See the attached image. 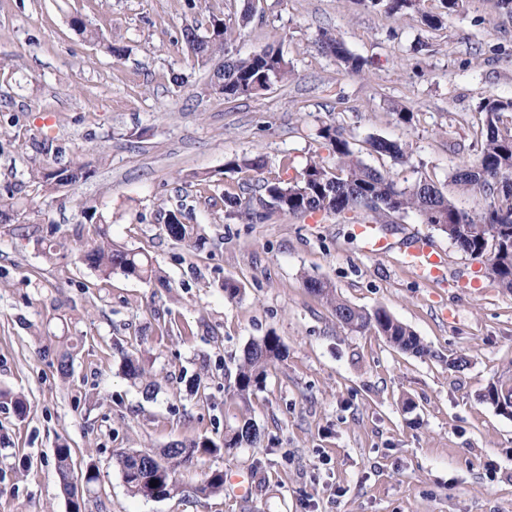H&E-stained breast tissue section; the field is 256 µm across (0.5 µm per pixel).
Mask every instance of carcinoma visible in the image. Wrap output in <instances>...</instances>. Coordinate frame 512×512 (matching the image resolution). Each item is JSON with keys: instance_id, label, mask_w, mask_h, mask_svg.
I'll return each mask as SVG.
<instances>
[{"instance_id": "carcinoma-1", "label": "carcinoma", "mask_w": 512, "mask_h": 512, "mask_svg": "<svg viewBox=\"0 0 512 512\" xmlns=\"http://www.w3.org/2000/svg\"><path fill=\"white\" fill-rule=\"evenodd\" d=\"M371 5H384L389 15L416 8L421 0H367ZM441 12L422 14L425 25L437 30L445 18L457 12L463 0H440ZM228 27L224 20L213 17L204 36L195 29L186 28L183 40L196 61L204 64L216 54L224 55V71L214 73L211 86L225 97L254 95L268 89L291 74L288 61L277 51L264 50L246 57L233 54L227 42ZM323 51L335 56L356 73L363 71L364 62L353 55L344 42L327 36L321 42ZM484 124L477 139L478 156L475 161L456 167L450 180L462 192L484 195L486 205L478 211H467L447 196L432 180L421 178L403 188L381 171L363 163L339 128L327 125L321 137L327 141L334 163L329 166L321 160L307 164L301 177L286 186L280 182H265L268 196L282 211L300 216L307 212L323 211L334 215H356L368 208L376 214L378 223L389 213L414 212L423 223L430 224L448 235L461 251L470 255L486 256L487 275L501 287L512 290V99L489 96L483 103ZM370 149L406 164L409 155L400 143L383 139L368 140ZM89 170L82 164L55 170H36L33 179L48 191L71 187L86 180ZM79 260L92 267L102 277L120 272L127 277L161 284L164 278L147 256L112 243L106 228L97 224L92 237L82 245ZM306 286L315 295L332 305L336 319L355 330L373 329L393 346L415 354L427 352L418 336L396 320L386 310L369 313L340 299L336 289L327 281L306 279ZM78 348L71 336L58 337L56 346L57 370L63 377L69 375L73 356ZM287 357V350L275 335H267L250 342L243 357L235 365L229 394L239 407L224 431V443L219 445L209 438L176 442L164 449L158 457L147 451L132 450L118 455L117 464L127 491L133 497L148 498L155 491L167 497L179 490L175 467L194 458L210 456L221 450L243 445L256 446L262 432L252 420L244 417L254 392L263 386L268 370ZM126 376L137 382L145 371L139 361L124 357ZM495 405L499 400L512 399V377L503 376L492 383L484 395ZM57 470L64 493H70L73 478L72 451L66 445L55 449ZM157 486L150 487V482ZM224 490V472L207 475L200 492L217 493Z\"/></svg>"}]
</instances>
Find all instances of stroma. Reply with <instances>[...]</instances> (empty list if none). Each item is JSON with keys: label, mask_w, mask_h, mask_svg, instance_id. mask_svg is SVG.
I'll list each match as a JSON object with an SVG mask.
<instances>
[{"label": "stroma", "mask_w": 512, "mask_h": 512, "mask_svg": "<svg viewBox=\"0 0 512 512\" xmlns=\"http://www.w3.org/2000/svg\"><path fill=\"white\" fill-rule=\"evenodd\" d=\"M244 6L0 0V202L13 207L0 223V390L28 403L21 417L0 402V512H69L55 461L62 444L75 470L91 462L100 472L83 512H512V417L484 399L512 370V291L487 277L471 287L477 257L416 213L379 225L394 247L375 253L354 233L372 211L293 217L259 186L294 182L328 158L320 132L333 123L398 185L426 176L453 193L450 173L477 157L483 99L512 98V13L497 0H466L432 30L422 15L439 12L438 0L395 16L362 0H256L239 31ZM215 15L233 30V52L279 51L292 77L251 96L213 90L221 57L197 63L182 32H205ZM76 16L102 41L74 30ZM326 35L366 60L364 72L323 53ZM108 40L126 56L113 58ZM397 106L410 123L397 122ZM371 137L402 143L409 163L371 153ZM242 157L262 158L261 176L227 169ZM76 162L90 171L76 186L50 194L32 179ZM228 194L251 215L230 212ZM172 212L193 225L190 242L169 235ZM93 214L115 244L151 258L164 283L106 279L80 262ZM413 235L442 249L444 281L423 283L405 266L399 244ZM309 278L356 307L385 309L427 354L342 326ZM228 281L236 298L224 294ZM61 334L78 343L65 379L47 353ZM270 334L288 358L249 403L260 446L178 465L176 494L131 496L117 456L222 442L225 373ZM126 352L155 376V398L122 375ZM215 470L223 491L201 494Z\"/></svg>", "instance_id": "obj_1"}]
</instances>
